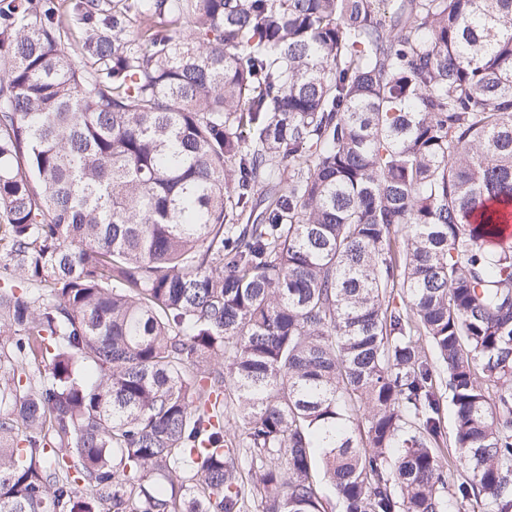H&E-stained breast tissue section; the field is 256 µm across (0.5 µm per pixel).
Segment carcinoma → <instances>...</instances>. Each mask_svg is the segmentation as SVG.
Returning <instances> with one entry per match:
<instances>
[{
	"instance_id": "1",
	"label": "carcinoma",
	"mask_w": 512,
	"mask_h": 512,
	"mask_svg": "<svg viewBox=\"0 0 512 512\" xmlns=\"http://www.w3.org/2000/svg\"><path fill=\"white\" fill-rule=\"evenodd\" d=\"M67 12L0 0V512H512V0Z\"/></svg>"
}]
</instances>
